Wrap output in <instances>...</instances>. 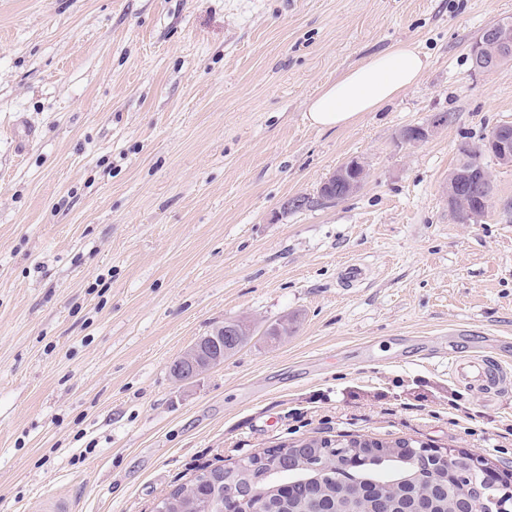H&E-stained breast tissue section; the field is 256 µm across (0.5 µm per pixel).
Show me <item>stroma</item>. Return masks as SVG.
<instances>
[{
  "instance_id": "1",
  "label": "stroma",
  "mask_w": 512,
  "mask_h": 512,
  "mask_svg": "<svg viewBox=\"0 0 512 512\" xmlns=\"http://www.w3.org/2000/svg\"><path fill=\"white\" fill-rule=\"evenodd\" d=\"M510 18L512 0H0V512H153L202 468L339 435L512 482V393L449 371L512 365V165L481 156L476 220L447 196L463 148L512 124V63L470 54ZM399 41L428 58L416 86L309 125L323 85ZM354 157L357 193L284 210ZM227 319L255 335L175 381ZM249 328L247 335H252V326L243 319L226 320L208 336H203L187 347L171 365V373L178 382H186L196 379L211 368L224 362V357L230 354L233 349L218 344L223 337L227 338L228 344L235 342L238 336H243L245 327ZM249 336H246L244 343ZM208 341H214L217 348L206 349L204 346ZM209 351V352H205ZM453 378L465 387L486 393H499L507 390L511 375L499 367L498 363L481 356H472L465 362L454 361L449 367Z\"/></svg>"
}]
</instances>
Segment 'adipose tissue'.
I'll return each mask as SVG.
<instances>
[{"instance_id": "adipose-tissue-1", "label": "adipose tissue", "mask_w": 512, "mask_h": 512, "mask_svg": "<svg viewBox=\"0 0 512 512\" xmlns=\"http://www.w3.org/2000/svg\"><path fill=\"white\" fill-rule=\"evenodd\" d=\"M427 67L414 43H396L325 84L307 103L306 119L320 129L351 126L362 113L380 110L416 85Z\"/></svg>"}]
</instances>
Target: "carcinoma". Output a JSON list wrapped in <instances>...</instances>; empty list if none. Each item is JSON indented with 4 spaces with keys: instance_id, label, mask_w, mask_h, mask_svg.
Listing matches in <instances>:
<instances>
[{
    "instance_id": "obj_1",
    "label": "carcinoma",
    "mask_w": 512,
    "mask_h": 512,
    "mask_svg": "<svg viewBox=\"0 0 512 512\" xmlns=\"http://www.w3.org/2000/svg\"><path fill=\"white\" fill-rule=\"evenodd\" d=\"M409 445L418 442L349 435L310 439L305 447L334 458L321 478L309 480L303 469L288 471L264 486L256 498L240 503L224 497L222 487L193 482L189 489H179L173 512H216L206 510L204 504L220 497L228 512H457L461 487L449 488L448 470L457 468L459 462L434 463L421 478L409 464L395 459ZM289 451L288 447L271 448L251 456L260 466L250 478L258 479L277 468L275 455ZM467 487L469 497L477 502L474 512H508L507 488L501 481L478 474L476 482Z\"/></svg>"
}]
</instances>
